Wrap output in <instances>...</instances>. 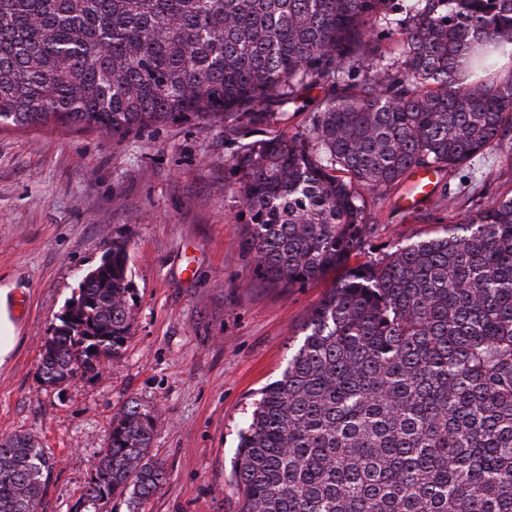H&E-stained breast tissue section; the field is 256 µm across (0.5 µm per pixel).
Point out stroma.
<instances>
[{"instance_id":"stroma-1","label":"stroma","mask_w":512,"mask_h":512,"mask_svg":"<svg viewBox=\"0 0 512 512\" xmlns=\"http://www.w3.org/2000/svg\"><path fill=\"white\" fill-rule=\"evenodd\" d=\"M337 91L319 84L269 104L261 125L192 119L122 136L53 122L0 126V286H14L22 329L17 358L0 370V437L29 435L55 462L37 512H85L81 496L112 418L132 400L157 410L150 454L167 473L146 512H239L238 435L336 275L292 288L257 273L229 160L239 144L296 136ZM410 184L406 176L387 192H363L361 260L512 196V131L501 150L438 172L433 196L412 214L396 202ZM116 240L126 243L135 297L120 360L43 384L45 337Z\"/></svg>"}]
</instances>
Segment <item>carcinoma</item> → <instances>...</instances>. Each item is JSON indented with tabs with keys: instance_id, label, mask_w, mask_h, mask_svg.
Segmentation results:
<instances>
[{
	"instance_id": "obj_1",
	"label": "carcinoma",
	"mask_w": 512,
	"mask_h": 512,
	"mask_svg": "<svg viewBox=\"0 0 512 512\" xmlns=\"http://www.w3.org/2000/svg\"><path fill=\"white\" fill-rule=\"evenodd\" d=\"M399 27L398 58L366 26ZM512 0H0V124L116 136L160 121L264 123L339 86L298 136L232 157L245 248L267 279L345 268L240 434L241 512H512V197L365 262L359 189L503 146ZM80 279L45 338L43 382L96 376L130 336L126 244ZM156 409L112 419L84 494L145 512L166 483ZM53 469L0 438V512H35Z\"/></svg>"
}]
</instances>
